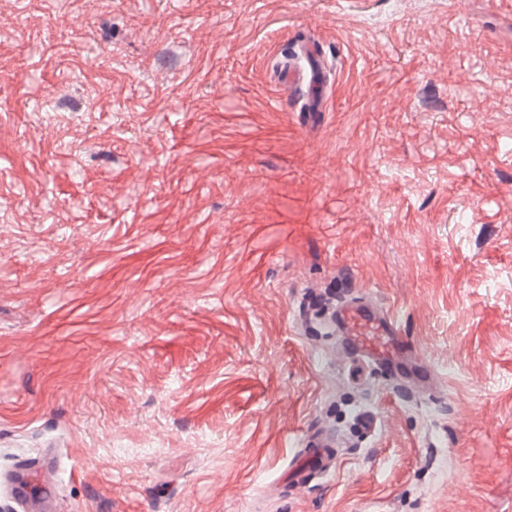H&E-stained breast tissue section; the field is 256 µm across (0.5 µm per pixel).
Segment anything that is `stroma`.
Returning <instances> with one entry per match:
<instances>
[{
  "label": "stroma",
  "instance_id": "1",
  "mask_svg": "<svg viewBox=\"0 0 512 512\" xmlns=\"http://www.w3.org/2000/svg\"><path fill=\"white\" fill-rule=\"evenodd\" d=\"M344 289L446 389L336 356ZM48 448L57 512H512V0H0V474ZM308 72L303 73L289 70L285 73L281 82V89L288 95L293 94L297 88H301L302 82L307 81L309 89L319 91L318 95H309L306 103V112H321L323 108L324 91L326 88V72L322 63L317 59L313 49L308 52ZM299 463L293 468L289 480L292 487L302 489L311 476H331L341 462L339 444L328 433L317 432L306 439Z\"/></svg>",
  "mask_w": 512,
  "mask_h": 512
}]
</instances>
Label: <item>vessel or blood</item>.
<instances>
[{"label":"vessel or blood","mask_w":512,"mask_h":512,"mask_svg":"<svg viewBox=\"0 0 512 512\" xmlns=\"http://www.w3.org/2000/svg\"><path fill=\"white\" fill-rule=\"evenodd\" d=\"M307 63V73L287 71L281 89L291 94L301 85H308L311 95L307 109L318 112L323 108L321 92L326 88V72L316 55H309ZM329 328L341 338V355L379 367L397 383L400 391L426 389L440 380L438 372L404 339L390 310L354 295L351 290L339 294ZM340 462L337 440L323 432L315 433L307 438L289 484L304 488L311 477L335 474ZM56 481L54 456L48 452L40 461L21 463L7 477L6 484L20 512H56Z\"/></svg>","instance_id":"1"}]
</instances>
